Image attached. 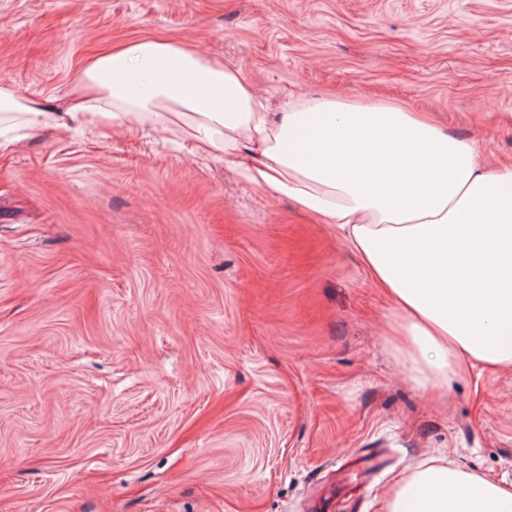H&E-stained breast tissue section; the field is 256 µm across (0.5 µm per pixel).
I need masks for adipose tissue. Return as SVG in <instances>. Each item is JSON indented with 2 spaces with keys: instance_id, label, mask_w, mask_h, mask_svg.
<instances>
[{
  "instance_id": "1",
  "label": "adipose tissue",
  "mask_w": 512,
  "mask_h": 512,
  "mask_svg": "<svg viewBox=\"0 0 512 512\" xmlns=\"http://www.w3.org/2000/svg\"><path fill=\"white\" fill-rule=\"evenodd\" d=\"M95 96L71 119L174 127L269 198L332 225L399 317L410 379L438 389L481 363L512 365V164L389 101L298 98L265 111L241 71L144 39L85 66ZM386 512H512V486L438 461L399 479Z\"/></svg>"
}]
</instances>
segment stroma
Here are the masks:
<instances>
[{
    "instance_id": "stroma-1",
    "label": "stroma",
    "mask_w": 512,
    "mask_h": 512,
    "mask_svg": "<svg viewBox=\"0 0 512 512\" xmlns=\"http://www.w3.org/2000/svg\"><path fill=\"white\" fill-rule=\"evenodd\" d=\"M174 39L269 111L397 101L512 162V0H0V89ZM0 151V512H385L443 457L512 482V367L405 374L388 297L327 224L168 133Z\"/></svg>"
}]
</instances>
